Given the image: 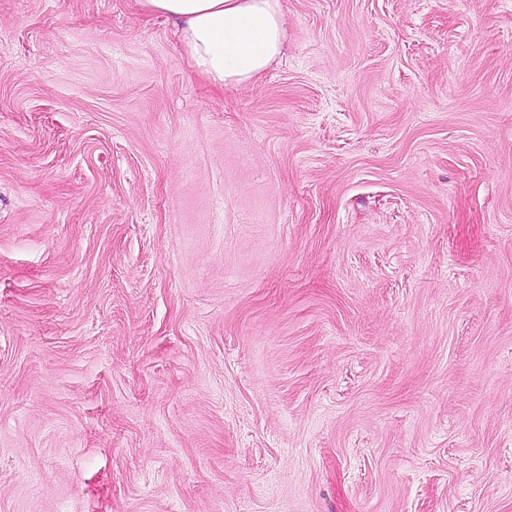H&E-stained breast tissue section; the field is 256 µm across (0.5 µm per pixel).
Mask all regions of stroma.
<instances>
[{"mask_svg": "<svg viewBox=\"0 0 512 512\" xmlns=\"http://www.w3.org/2000/svg\"><path fill=\"white\" fill-rule=\"evenodd\" d=\"M282 6L0 0V512H512V0ZM135 1L174 23L192 68L217 86L258 83L286 38L281 0Z\"/></svg>", "mask_w": 512, "mask_h": 512, "instance_id": "35a3bbf8", "label": "stroma"}]
</instances>
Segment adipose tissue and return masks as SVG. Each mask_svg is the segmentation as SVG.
Here are the masks:
<instances>
[{"mask_svg": "<svg viewBox=\"0 0 512 512\" xmlns=\"http://www.w3.org/2000/svg\"><path fill=\"white\" fill-rule=\"evenodd\" d=\"M177 29L192 68L217 85H253L280 55L286 38L281 0H136Z\"/></svg>", "mask_w": 512, "mask_h": 512, "instance_id": "adipose-tissue-1", "label": "adipose tissue"}]
</instances>
